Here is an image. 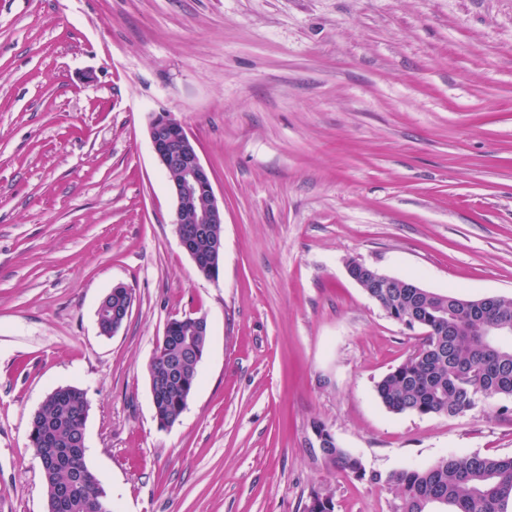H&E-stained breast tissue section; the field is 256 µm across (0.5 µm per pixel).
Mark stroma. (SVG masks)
Masks as SVG:
<instances>
[{"label":"stroma","mask_w":512,"mask_h":512,"mask_svg":"<svg viewBox=\"0 0 512 512\" xmlns=\"http://www.w3.org/2000/svg\"><path fill=\"white\" fill-rule=\"evenodd\" d=\"M185 126L224 208L218 278L175 234L148 120ZM512 297V0H0V512H47L30 421L88 400L85 462L117 512H397L382 476L512 455V399L394 414L420 344L347 275ZM131 313L100 335L112 288ZM205 316L200 380L159 427L147 366Z\"/></svg>","instance_id":"1"}]
</instances>
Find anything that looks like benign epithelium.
<instances>
[{
	"label": "benign epithelium",
	"mask_w": 512,
	"mask_h": 512,
	"mask_svg": "<svg viewBox=\"0 0 512 512\" xmlns=\"http://www.w3.org/2000/svg\"><path fill=\"white\" fill-rule=\"evenodd\" d=\"M148 133L153 153L168 176L175 198L174 224L180 246L198 267L203 258L196 249L194 231L187 230L185 224L200 225L199 233L203 224H222L224 208L194 142L172 113L164 109L151 113ZM346 270L363 288H390L401 283V279L358 260L347 261Z\"/></svg>",
	"instance_id": "obj_1"
}]
</instances>
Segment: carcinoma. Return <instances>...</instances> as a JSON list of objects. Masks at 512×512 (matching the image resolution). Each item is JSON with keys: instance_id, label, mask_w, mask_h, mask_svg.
Segmentation results:
<instances>
[{"instance_id": "obj_1", "label": "carcinoma", "mask_w": 512, "mask_h": 512, "mask_svg": "<svg viewBox=\"0 0 512 512\" xmlns=\"http://www.w3.org/2000/svg\"><path fill=\"white\" fill-rule=\"evenodd\" d=\"M365 292L394 320L410 310L421 311L423 317L418 348L376 385L377 398L389 412L454 417L472 410L479 394L512 398V343H492L482 335L483 322L470 318V312L482 305L490 316L502 313L512 320V298L497 296L481 304L425 288H367ZM126 299L123 288L103 298L105 316L98 324L102 335H109L112 313ZM175 322L179 330L159 341L148 365L149 383L156 391L155 412L173 423L187 408V395L196 384L197 366L188 343L194 341L195 348L203 352L207 342V337L197 333L193 316ZM87 412L82 389L59 387L45 409L34 414L30 426L36 437H45L50 447L68 457L66 466L43 470L47 501L62 486H72L68 512H99L94 504L107 496L88 468L85 454L71 455L84 431ZM313 428L324 435L320 452L326 462L357 480L390 485L404 512H509L512 508V455L442 456L428 466L405 468L385 479L339 447L323 423L315 422Z\"/></svg>"}]
</instances>
